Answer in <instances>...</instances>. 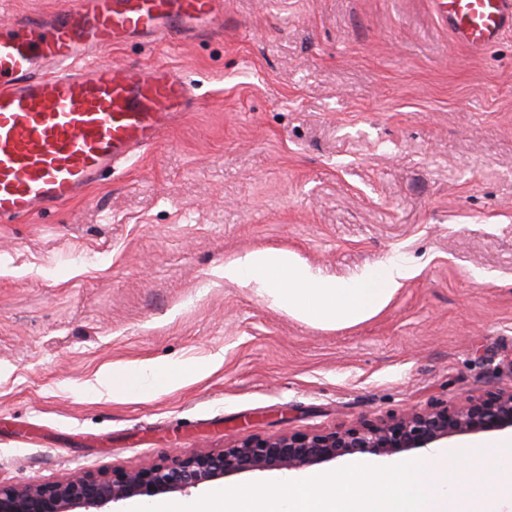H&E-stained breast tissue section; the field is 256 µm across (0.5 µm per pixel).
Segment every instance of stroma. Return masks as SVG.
<instances>
[{"label": "stroma", "mask_w": 512, "mask_h": 512, "mask_svg": "<svg viewBox=\"0 0 512 512\" xmlns=\"http://www.w3.org/2000/svg\"><path fill=\"white\" fill-rule=\"evenodd\" d=\"M199 107L88 199L0 224V480L121 474L512 389V30L475 53L434 0H225L223 30L112 48ZM412 270L327 330L224 280L255 249ZM206 365L116 396L105 370Z\"/></svg>", "instance_id": "35a3bbf8"}]
</instances>
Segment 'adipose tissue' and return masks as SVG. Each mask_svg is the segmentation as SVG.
I'll return each instance as SVG.
<instances>
[{
  "mask_svg": "<svg viewBox=\"0 0 512 512\" xmlns=\"http://www.w3.org/2000/svg\"><path fill=\"white\" fill-rule=\"evenodd\" d=\"M411 275L410 269L390 260L363 270L349 279L321 276L285 249H256L224 267L226 280L255 286L271 307L290 317L323 329L361 324L386 309ZM200 367L141 364L134 376L112 375L116 395L139 394L151 388L170 387L199 375Z\"/></svg>",
  "mask_w": 512,
  "mask_h": 512,
  "instance_id": "adipose-tissue-1",
  "label": "adipose tissue"
}]
</instances>
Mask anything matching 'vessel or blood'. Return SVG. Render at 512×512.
Segmentation results:
<instances>
[{
  "label": "vessel or blood",
  "mask_w": 512,
  "mask_h": 512,
  "mask_svg": "<svg viewBox=\"0 0 512 512\" xmlns=\"http://www.w3.org/2000/svg\"><path fill=\"white\" fill-rule=\"evenodd\" d=\"M224 21V0H72L0 27V224L51 212L144 154L194 104L171 66L102 62L129 40L174 42ZM473 52L512 30V0H446Z\"/></svg>",
  "instance_id": "obj_1"
}]
</instances>
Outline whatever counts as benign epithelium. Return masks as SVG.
<instances>
[{
    "label": "benign epithelium",
    "instance_id": "obj_1",
    "mask_svg": "<svg viewBox=\"0 0 512 512\" xmlns=\"http://www.w3.org/2000/svg\"><path fill=\"white\" fill-rule=\"evenodd\" d=\"M512 429V390L492 402L448 412L431 406L379 422L362 421L325 434H293L245 440L221 450L202 449L148 470L118 477L75 473L48 484H0V512H103L137 496L186 494L229 475L250 471L301 470L358 450L380 456L433 445L457 435Z\"/></svg>",
    "mask_w": 512,
    "mask_h": 512
}]
</instances>
